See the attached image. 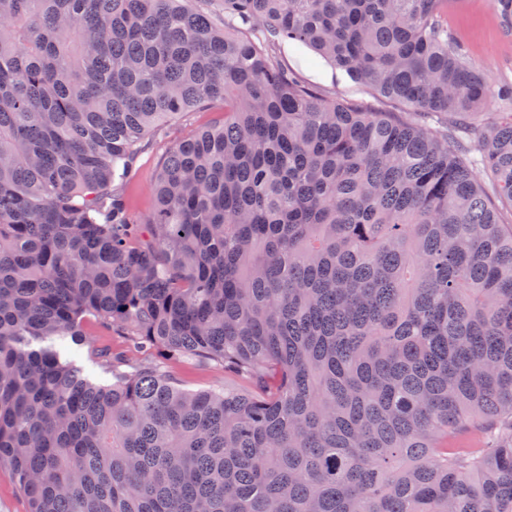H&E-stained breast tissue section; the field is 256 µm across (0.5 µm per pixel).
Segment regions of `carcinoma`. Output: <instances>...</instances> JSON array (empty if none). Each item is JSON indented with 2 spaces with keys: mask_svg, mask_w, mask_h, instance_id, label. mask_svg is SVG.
I'll list each match as a JSON object with an SVG mask.
<instances>
[{
  "mask_svg": "<svg viewBox=\"0 0 512 512\" xmlns=\"http://www.w3.org/2000/svg\"><path fill=\"white\" fill-rule=\"evenodd\" d=\"M0 0V466L27 512H512V86L448 0ZM512 33V0H492ZM259 29L258 43L242 27ZM301 42L411 109L288 77ZM172 146L143 219L114 192ZM94 318L162 362L90 379ZM220 116V112H187L175 121L164 124V132H153L146 137L129 177L118 185L134 214L144 217L153 211V187L157 171L172 144L190 138ZM157 359L163 360L160 357ZM163 362L167 371L184 389L190 391L208 390L217 386L224 387V378L225 383L232 386L254 387L252 382L242 380L235 375L225 373L224 376V368L218 366L198 364L178 357L167 358Z\"/></svg>",
  "mask_w": 512,
  "mask_h": 512,
  "instance_id": "1",
  "label": "carcinoma"
}]
</instances>
